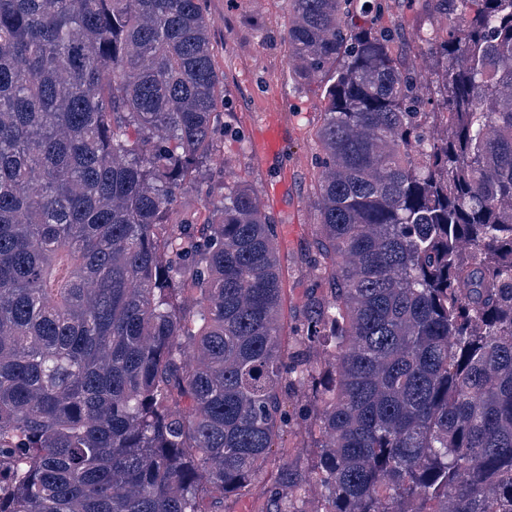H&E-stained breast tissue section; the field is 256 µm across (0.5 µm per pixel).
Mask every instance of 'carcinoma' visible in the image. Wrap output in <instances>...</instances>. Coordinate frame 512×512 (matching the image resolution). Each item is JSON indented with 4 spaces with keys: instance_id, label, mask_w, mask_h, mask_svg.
I'll return each instance as SVG.
<instances>
[{
    "instance_id": "carcinoma-1",
    "label": "carcinoma",
    "mask_w": 512,
    "mask_h": 512,
    "mask_svg": "<svg viewBox=\"0 0 512 512\" xmlns=\"http://www.w3.org/2000/svg\"><path fill=\"white\" fill-rule=\"evenodd\" d=\"M284 2L325 101L289 334L275 225L210 180L206 0H0V512H512V0H434L425 81L391 0ZM263 490L264 485L258 484L249 495L228 499L224 505V512H257L256 510L265 502Z\"/></svg>"
}]
</instances>
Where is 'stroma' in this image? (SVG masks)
<instances>
[{
	"mask_svg": "<svg viewBox=\"0 0 512 512\" xmlns=\"http://www.w3.org/2000/svg\"><path fill=\"white\" fill-rule=\"evenodd\" d=\"M206 9L215 63L224 73L229 132L221 152L227 170L253 185L276 226L282 254L303 251L317 221L312 132L324 106L322 89L301 82L290 69L282 0H207ZM382 22L403 31L405 59L421 69L422 52L412 36L435 23L429 0H419L412 9L395 7ZM273 112L287 125L288 137L281 154L267 161L260 155L257 136Z\"/></svg>",
	"mask_w": 512,
	"mask_h": 512,
	"instance_id": "35a3bbf8",
	"label": "stroma"
}]
</instances>
